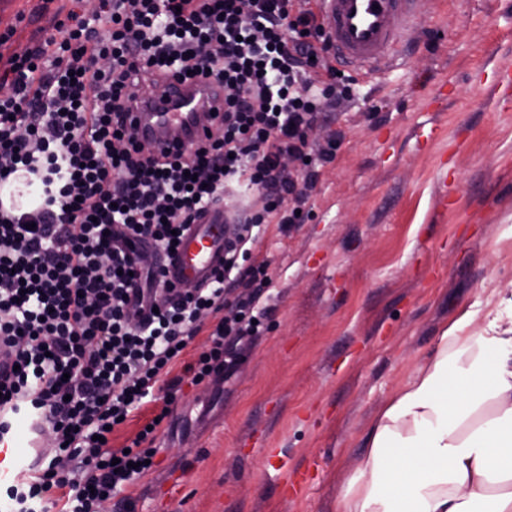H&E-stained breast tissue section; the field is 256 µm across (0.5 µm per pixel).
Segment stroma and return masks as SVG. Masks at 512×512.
<instances>
[{
	"instance_id": "35a3bbf8",
	"label": "stroma",
	"mask_w": 512,
	"mask_h": 512,
	"mask_svg": "<svg viewBox=\"0 0 512 512\" xmlns=\"http://www.w3.org/2000/svg\"><path fill=\"white\" fill-rule=\"evenodd\" d=\"M399 54L336 136L303 223L270 224L271 308L231 370L183 385L129 512H337L386 401L460 312L512 289V0H415ZM26 18L15 23L18 10ZM56 20L0 0V54Z\"/></svg>"
}]
</instances>
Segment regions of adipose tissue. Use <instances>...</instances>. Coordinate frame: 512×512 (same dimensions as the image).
<instances>
[{"instance_id": "ef3b65f1", "label": "adipose tissue", "mask_w": 512, "mask_h": 512, "mask_svg": "<svg viewBox=\"0 0 512 512\" xmlns=\"http://www.w3.org/2000/svg\"><path fill=\"white\" fill-rule=\"evenodd\" d=\"M339 512H512V292L460 313L379 411Z\"/></svg>"}]
</instances>
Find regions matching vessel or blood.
Returning a JSON list of instances; mask_svg holds the SVG:
<instances>
[{
    "mask_svg": "<svg viewBox=\"0 0 512 512\" xmlns=\"http://www.w3.org/2000/svg\"><path fill=\"white\" fill-rule=\"evenodd\" d=\"M326 27L341 61L356 68L387 63L404 41L413 21L411 0H320ZM224 92L219 85L169 79L156 85L131 112L141 135L156 150L204 138L222 111ZM228 212L210 211L182 238L166 261L172 282H207L224 258Z\"/></svg>",
    "mask_w": 512,
    "mask_h": 512,
    "instance_id": "b4317fda",
    "label": "vessel or blood"
}]
</instances>
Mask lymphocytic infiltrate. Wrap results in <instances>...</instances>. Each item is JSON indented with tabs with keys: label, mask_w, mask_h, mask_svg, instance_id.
Listing matches in <instances>:
<instances>
[{
	"label": "lymphocytic infiltrate",
	"mask_w": 512,
	"mask_h": 512,
	"mask_svg": "<svg viewBox=\"0 0 512 512\" xmlns=\"http://www.w3.org/2000/svg\"><path fill=\"white\" fill-rule=\"evenodd\" d=\"M69 2L54 31L0 72V182L24 170L45 195L30 212L0 209V348L16 366L0 381V444L31 416L59 454L15 474L11 512H107L149 473L183 381L230 369L233 345L259 333L271 278L252 247L264 225L302 223L335 157L334 140L309 133L357 84L336 66L318 0ZM188 76L223 87L221 120L157 155L129 122L130 105ZM286 155L301 161L297 174L282 166ZM234 182L255 193L254 208L210 284L181 291L159 256ZM145 252L153 264L141 262ZM210 315L208 348L182 362ZM146 408L127 451L111 450L113 432Z\"/></svg>",
	"instance_id": "1"
}]
</instances>
